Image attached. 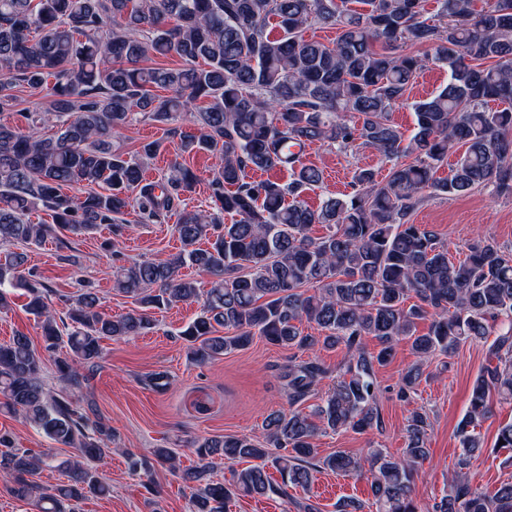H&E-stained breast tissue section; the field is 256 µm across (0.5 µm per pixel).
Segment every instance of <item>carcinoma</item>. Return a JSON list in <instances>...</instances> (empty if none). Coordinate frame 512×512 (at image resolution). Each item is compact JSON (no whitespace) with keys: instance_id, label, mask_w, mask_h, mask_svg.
Segmentation results:
<instances>
[{"instance_id":"obj_1","label":"carcinoma","mask_w":512,"mask_h":512,"mask_svg":"<svg viewBox=\"0 0 512 512\" xmlns=\"http://www.w3.org/2000/svg\"><path fill=\"white\" fill-rule=\"evenodd\" d=\"M423 2L360 0L367 9L359 12L337 0H0V110L17 101L14 89H37L52 77L57 117L50 136L34 120L0 125V246L13 248L0 261V312L10 310L5 287L26 289L43 341L39 349L19 334L0 345V407L77 451L57 463L66 482L44 487L32 477L55 458L15 448L9 433L0 434V480L12 497L33 501L38 512H75L74 503L110 493L93 464L112 453V425L95 404L72 397L99 367L103 339L138 336L152 328L151 310L201 299L200 314L178 334L197 364L242 350L257 335L289 349H340L344 370L307 407L328 370L316 357L291 360L288 410L266 418L264 441L224 435L193 442L198 466L181 474L193 512H224L238 495L268 493L296 512H320L290 490L307 487L321 470L361 475L359 458L320 457L314 440L347 428L380 429L376 367L394 347L406 340L415 355L398 391L407 401L434 356L492 334L488 364L458 425L460 474L433 512H512V483L489 495L466 476L484 448L477 428L493 396L512 399V322L497 326L501 315H512V256L485 238L454 262L436 231L410 222L425 197L491 183L512 192V0L481 10L474 0H438L435 22L424 17ZM272 18L277 38L267 32ZM311 23L339 27L336 44L304 39ZM407 41L435 47L450 79L412 103L416 132L405 145L390 115L409 103L424 62L400 51ZM151 55L177 56L181 66L149 67ZM153 87L171 95L155 96ZM491 101L504 108H489ZM136 110L164 126L193 115L195 129L183 133L180 151L215 157L209 187L217 211L182 213L173 225L181 249L169 259L113 266V288L138 310L108 316L87 288L69 301L70 323L62 328L50 308L52 290L25 274L27 256L18 248L60 229L82 236L105 224L115 239L104 249L117 258L119 216L131 211L140 223H157L200 181L177 159L161 181L147 180L145 164L160 152L159 140L131 155L112 149ZM315 141L374 150L390 163L387 180L361 168L352 193L308 208L301 194L323 174L302 162L299 149ZM460 147L451 177L438 179L437 164ZM276 169L288 170L290 181L248 176ZM74 184L83 195L64 192ZM40 206L53 223L29 221ZM224 213L237 219L226 224ZM314 224L328 233L312 236ZM203 240L209 247H199ZM186 265L214 276L210 287L181 277ZM426 318L428 331L416 334V321ZM304 320L313 332L301 331ZM369 337L379 345L375 353L366 350ZM48 357L64 393L45 386ZM430 427L429 412L416 408L400 457L371 449L376 512H418L414 472L427 459ZM493 450L512 463V423L499 429ZM218 459L255 464L219 482L210 477ZM269 466L281 481L270 480Z\"/></svg>"}]
</instances>
